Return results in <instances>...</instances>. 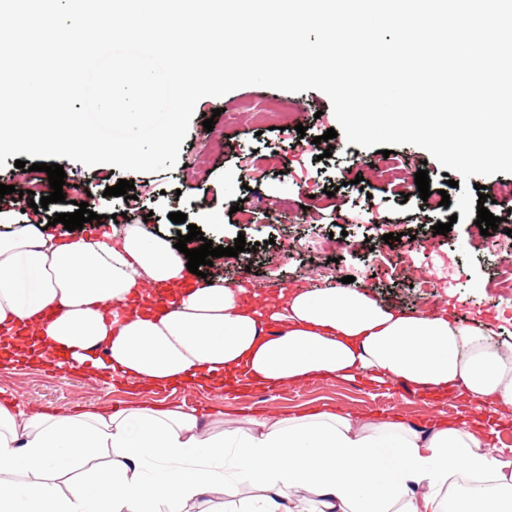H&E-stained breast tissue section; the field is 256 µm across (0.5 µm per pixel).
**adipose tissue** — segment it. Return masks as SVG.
<instances>
[{
	"instance_id": "obj_1",
	"label": "adipose tissue",
	"mask_w": 512,
	"mask_h": 512,
	"mask_svg": "<svg viewBox=\"0 0 512 512\" xmlns=\"http://www.w3.org/2000/svg\"><path fill=\"white\" fill-rule=\"evenodd\" d=\"M144 223L96 238L35 228L0 235V355L165 388L192 379L276 387L367 371L424 396L458 392L512 411V345L481 323L406 312L357 288L283 292L247 304ZM77 477L62 487L65 471ZM258 495L240 512H512V448L466 419L414 429L361 424L326 407L211 432L200 412L102 403L78 414L0 401V512H212L222 489ZM306 490L304 500L294 499Z\"/></svg>"
}]
</instances>
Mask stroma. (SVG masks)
Instances as JSON below:
<instances>
[{
    "label": "stroma",
    "instance_id": "stroma-1",
    "mask_svg": "<svg viewBox=\"0 0 512 512\" xmlns=\"http://www.w3.org/2000/svg\"><path fill=\"white\" fill-rule=\"evenodd\" d=\"M279 95L295 107L294 121L285 128L256 131L248 115L241 113L225 123L223 138L217 141L202 125L204 115L213 109L243 101L262 106ZM300 125L305 134L297 133ZM336 125L331 102L320 91L283 93L272 87L243 86L198 102L174 168L134 173L139 206L105 195V188L125 176L108 164L88 167L60 158L67 175L63 192L67 199L87 202L97 214L95 221L84 224L81 234L85 237L111 231L114 216L121 213L134 222L148 220L150 232L171 237L196 225L217 246H234L237 236H244L246 251L217 258L216 264L243 282L252 300L272 303L281 291L337 287L342 277L350 276L355 286L366 288L386 304L409 312L444 311L460 324L479 321L489 325L497 340L511 343L512 317L503 313L507 302L489 291L496 259L484 250L473 219L456 217L454 200L461 193L454 185L458 173L444 171L418 146H394L392 156L407 174L426 166L431 190L447 191L453 200L448 209L430 208L416 189L404 194L377 176L383 157L376 148L347 143L341 135L333 155L323 159L317 150L300 147L301 136L311 137ZM202 150L212 160L200 177L191 164ZM358 176L363 179L359 190L350 185ZM0 183L16 188L0 200L1 234L25 227L34 218L24 191L34 190L40 197L51 192L47 173L19 172L11 156L0 168ZM282 198L288 206L277 222L260 223L258 201ZM172 212L186 214V222L171 224ZM440 222L451 223L449 233H433V226ZM341 233L348 246L335 263L320 243ZM388 233L397 236L390 245L383 240ZM420 279L431 281V290L417 289ZM4 397L17 399L29 410L51 407L62 412H78L101 402L119 409L145 401L184 403L221 416L228 429L246 428L245 418L254 412L290 414L319 405L348 410L366 423L381 415H396L412 425H424L436 417L455 419L469 410L455 397L425 398L398 382L379 386L357 379H313L228 396L208 385L165 391L111 387L83 372L58 373L38 365L0 368V399Z\"/></svg>",
    "mask_w": 512,
    "mask_h": 512
}]
</instances>
